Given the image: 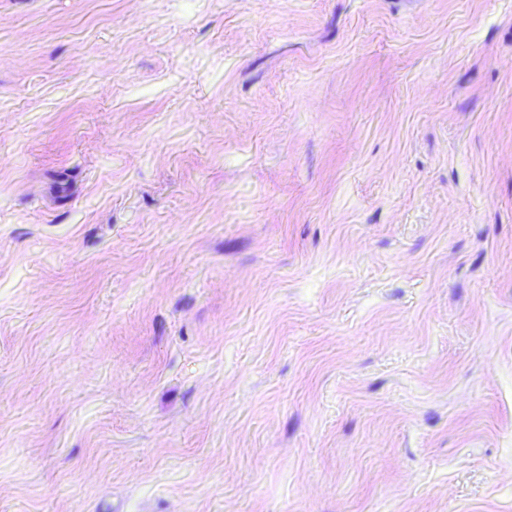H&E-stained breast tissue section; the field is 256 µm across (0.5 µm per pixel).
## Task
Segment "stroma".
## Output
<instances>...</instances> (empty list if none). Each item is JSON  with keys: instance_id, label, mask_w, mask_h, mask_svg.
<instances>
[{"instance_id": "stroma-1", "label": "stroma", "mask_w": 512, "mask_h": 512, "mask_svg": "<svg viewBox=\"0 0 512 512\" xmlns=\"http://www.w3.org/2000/svg\"><path fill=\"white\" fill-rule=\"evenodd\" d=\"M0 512H512V0H0Z\"/></svg>"}]
</instances>
